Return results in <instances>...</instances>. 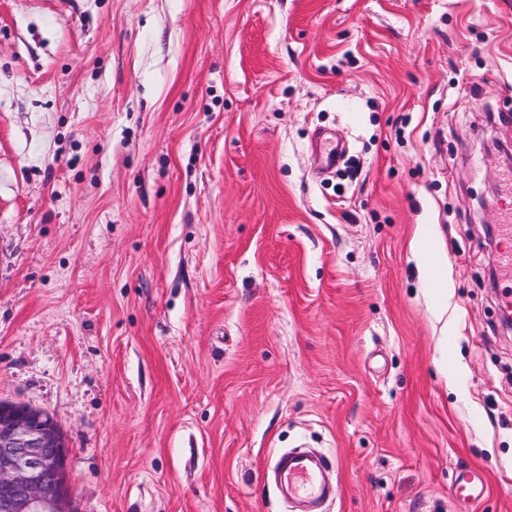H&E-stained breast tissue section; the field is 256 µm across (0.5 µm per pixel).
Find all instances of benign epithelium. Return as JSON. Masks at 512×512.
Here are the masks:
<instances>
[{
    "mask_svg": "<svg viewBox=\"0 0 512 512\" xmlns=\"http://www.w3.org/2000/svg\"><path fill=\"white\" fill-rule=\"evenodd\" d=\"M63 433L43 411L0 405V512H77Z\"/></svg>",
    "mask_w": 512,
    "mask_h": 512,
    "instance_id": "1",
    "label": "benign epithelium"
}]
</instances>
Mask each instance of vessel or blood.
<instances>
[{"label": "vessel or blood", "mask_w": 512, "mask_h": 512, "mask_svg": "<svg viewBox=\"0 0 512 512\" xmlns=\"http://www.w3.org/2000/svg\"><path fill=\"white\" fill-rule=\"evenodd\" d=\"M316 150L323 168L335 169L341 160L344 148L335 138L317 136ZM502 248L499 259L502 268L512 276V203H506L498 224ZM329 461H316L307 454L288 451L277 455L274 467L276 480L289 496L317 503L337 498L338 485L329 483L325 473L329 469ZM450 490L454 498L480 502L489 490L486 471L478 467L456 468L450 476Z\"/></svg>", "instance_id": "1"}]
</instances>
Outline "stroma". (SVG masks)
Returning a JSON list of instances; mask_svg holds the SVG:
<instances>
[{"label": "stroma", "mask_w": 512, "mask_h": 512, "mask_svg": "<svg viewBox=\"0 0 512 512\" xmlns=\"http://www.w3.org/2000/svg\"><path fill=\"white\" fill-rule=\"evenodd\" d=\"M501 113L512 0H0V401L78 512H292L300 444L326 512H512ZM316 150L320 156V162L323 168L334 170L337 163L341 160L344 148L335 136L325 138L324 133H320L315 140ZM332 468L327 460L320 459L317 467L315 459L303 452L288 451L277 455L274 473L281 489L289 497H297L308 502H321L337 499L339 486L328 483L325 472ZM449 488L457 500L478 503L489 490L487 473L479 467L455 468L451 472Z\"/></svg>", "instance_id": "obj_1"}]
</instances>
